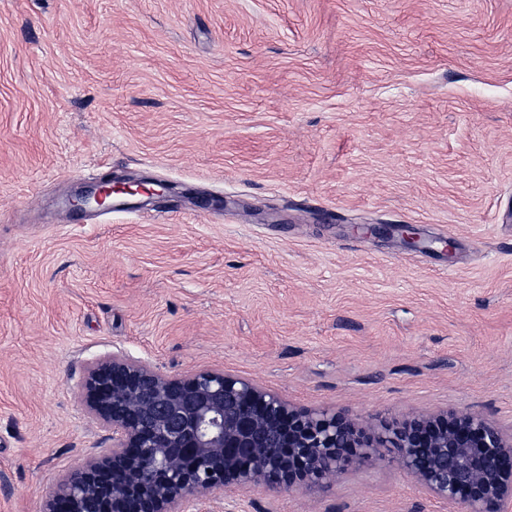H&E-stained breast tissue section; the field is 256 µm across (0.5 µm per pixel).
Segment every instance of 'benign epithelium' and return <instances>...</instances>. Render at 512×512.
Listing matches in <instances>:
<instances>
[{
    "label": "benign epithelium",
    "mask_w": 512,
    "mask_h": 512,
    "mask_svg": "<svg viewBox=\"0 0 512 512\" xmlns=\"http://www.w3.org/2000/svg\"><path fill=\"white\" fill-rule=\"evenodd\" d=\"M135 195L107 178L68 199L73 212ZM107 205L114 206L110 202ZM423 248L408 224L370 225ZM87 413L112 429V447L63 474L42 512H194L219 486L285 489L330 482L355 459L391 448L429 493L467 512H500L512 501V438L475 413H446L364 428L354 420L292 408L238 375L200 370L165 375L125 354L92 362L77 384Z\"/></svg>",
    "instance_id": "1"
}]
</instances>
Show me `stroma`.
I'll use <instances>...</instances> for the list:
<instances>
[{
  "label": "stroma",
  "instance_id": "35a3bbf8",
  "mask_svg": "<svg viewBox=\"0 0 512 512\" xmlns=\"http://www.w3.org/2000/svg\"><path fill=\"white\" fill-rule=\"evenodd\" d=\"M108 176L178 195L64 207ZM112 352L512 433V0H0V512L111 447L76 384ZM198 512L449 509L380 448ZM367 230L370 232V234L380 237L386 236L392 231L398 232L406 247L414 250L422 249L425 247L423 246L421 239L418 237L417 232H415V229L409 224L368 225Z\"/></svg>",
  "mask_w": 512,
  "mask_h": 512
}]
</instances>
